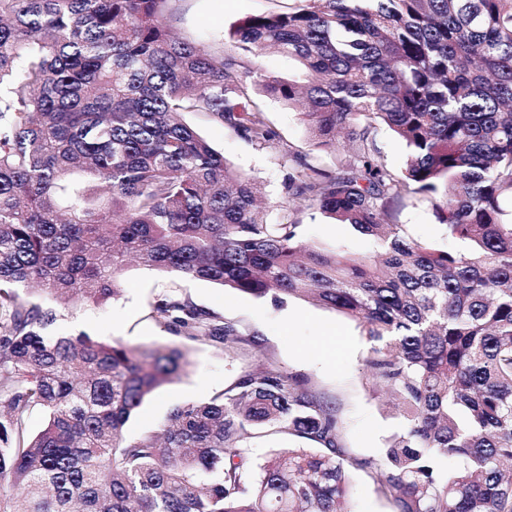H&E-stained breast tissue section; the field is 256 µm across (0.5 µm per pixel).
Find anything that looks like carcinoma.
Segmentation results:
<instances>
[{"mask_svg": "<svg viewBox=\"0 0 512 512\" xmlns=\"http://www.w3.org/2000/svg\"><path fill=\"white\" fill-rule=\"evenodd\" d=\"M173 2L0 0V512H344L351 468L396 512H512V0H301L233 26L228 48L178 36ZM271 50L304 80L259 67ZM254 91L301 106L319 148L344 135L334 173L293 157L288 205L377 238L376 255L269 223L253 177L182 118L268 148ZM381 126L409 151L401 171ZM409 193L461 247L388 223ZM132 261L358 321L403 430L359 460L336 406L266 368L126 436L183 352L47 330L49 302L113 299ZM152 312L177 336H238L187 299ZM270 431L321 451L284 449L255 471L247 448ZM377 141L385 162L393 169L403 168L407 158L405 145L385 128L379 131Z\"/></svg>", "mask_w": 512, "mask_h": 512, "instance_id": "1", "label": "carcinoma"}]
</instances>
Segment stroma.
<instances>
[{"label":"stroma","instance_id":"1","mask_svg":"<svg viewBox=\"0 0 512 512\" xmlns=\"http://www.w3.org/2000/svg\"><path fill=\"white\" fill-rule=\"evenodd\" d=\"M300 4L301 0H178L172 27L184 37L209 44L247 17L286 13ZM259 104L277 134L271 148H256L203 113L187 114L186 120L232 165L255 177L269 206V221L281 224L288 220L284 183L292 155L315 158L333 171L344 163L347 149L318 150L297 109L267 97L260 98ZM298 220L303 244L367 255L377 249L375 239L359 234L352 225L334 223L319 211H305ZM391 221L405 225L414 238L442 248L449 245L432 207L412 196L398 204ZM123 279L124 289L117 298L101 304L77 302L63 309L56 330L61 334L85 331L109 341L183 350L188 361L185 371L146 400L128 421L127 435L157 429L172 407L210 401L242 371L270 365L309 378L320 396L335 403L343 420V442L352 457L379 458L390 439L402 430L404 410L369 376L367 344L361 327L351 318L300 299L279 303L268 297H230L210 282L160 274L134 264ZM165 294L189 299L198 308L235 323L241 341L227 347L173 335L151 311L154 300ZM255 334L261 337V346L249 344V337ZM348 477L349 512H395L393 502L378 491L368 470H350Z\"/></svg>","mask_w":512,"mask_h":512}]
</instances>
